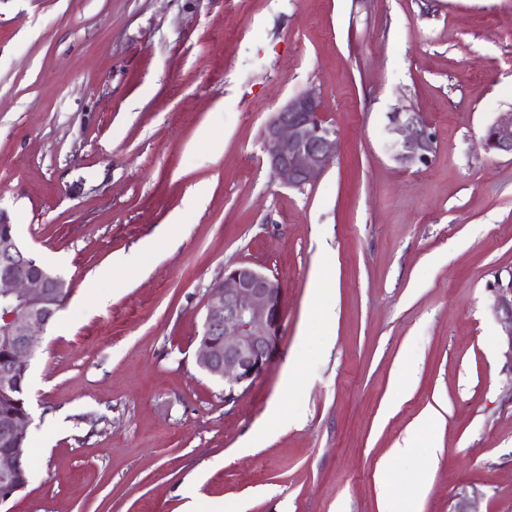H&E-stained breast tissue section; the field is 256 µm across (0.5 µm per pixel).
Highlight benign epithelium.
<instances>
[{
    "instance_id": "1",
    "label": "benign epithelium",
    "mask_w": 512,
    "mask_h": 512,
    "mask_svg": "<svg viewBox=\"0 0 512 512\" xmlns=\"http://www.w3.org/2000/svg\"><path fill=\"white\" fill-rule=\"evenodd\" d=\"M393 159L403 167L429 165L436 151L430 125L420 112L388 113ZM272 178L303 189L314 184L341 151L336 127L324 115L321 97L305 91L290 97L262 131ZM487 150L512 156V112L501 113L484 135ZM11 221L0 209V344L27 364L56 315L55 291L67 287L61 277L37 265L10 233ZM493 313L505 316V357L512 370V270L492 286ZM284 289L279 280L241 264L224 269L208 288L204 331L196 362L229 385L228 395L259 376L274 360L284 318ZM27 419H0V476L28 485L17 443Z\"/></svg>"
}]
</instances>
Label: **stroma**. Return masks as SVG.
<instances>
[{
  "label": "stroma",
  "mask_w": 512,
  "mask_h": 512,
  "mask_svg": "<svg viewBox=\"0 0 512 512\" xmlns=\"http://www.w3.org/2000/svg\"><path fill=\"white\" fill-rule=\"evenodd\" d=\"M310 89L342 148L298 190L271 178L262 130ZM397 108L430 123L429 166L392 158ZM511 110L512 0H0V208L69 285L28 370L12 512H378L387 495L512 512L490 310L512 270V156L483 143ZM174 216L177 245L93 298L91 276ZM324 251L329 327L307 314ZM241 263L280 281L284 320L228 401L196 356L207 291ZM292 360L293 423L265 435Z\"/></svg>",
  "instance_id": "stroma-1"
}]
</instances>
